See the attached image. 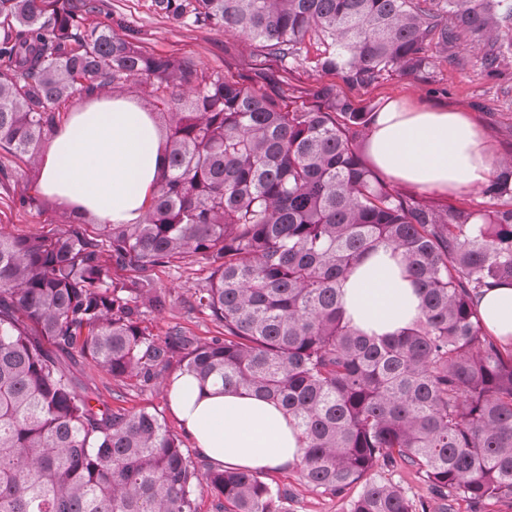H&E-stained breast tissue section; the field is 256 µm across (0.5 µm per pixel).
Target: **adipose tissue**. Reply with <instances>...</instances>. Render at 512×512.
<instances>
[{"label": "adipose tissue", "instance_id": "adipose-tissue-1", "mask_svg": "<svg viewBox=\"0 0 512 512\" xmlns=\"http://www.w3.org/2000/svg\"><path fill=\"white\" fill-rule=\"evenodd\" d=\"M373 166L385 177L425 191H477L498 164L483 131L466 114L389 100L367 139ZM167 160L150 113L119 97H100L73 112L50 141L38 193L103 224L139 223ZM345 317L368 335L389 336L421 315V293L392 250L362 259L344 282ZM489 333L512 341V288L486 292L478 304ZM172 412L211 461L254 471L295 468L297 430L276 403L245 391L200 392L174 378Z\"/></svg>", "mask_w": 512, "mask_h": 512}]
</instances>
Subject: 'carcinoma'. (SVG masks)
Masks as SVG:
<instances>
[{
    "label": "carcinoma",
    "mask_w": 512,
    "mask_h": 512,
    "mask_svg": "<svg viewBox=\"0 0 512 512\" xmlns=\"http://www.w3.org/2000/svg\"><path fill=\"white\" fill-rule=\"evenodd\" d=\"M152 6L177 27L244 37L262 62L306 61L355 88L420 79L460 40L490 75L512 54V0ZM102 13L104 0H0V148L36 161L72 97H123L143 80L168 158L138 224L0 229V512H196L201 483L227 512H283L285 491L255 472L199 474L157 413L92 405L60 354L141 383L177 356L202 390L280 404L300 431L305 484L346 512H426L389 477L399 461L438 498L512 501V343L488 335L477 309L487 290L512 287V156L482 207L424 203L365 163L364 100L320 83L291 109L281 92L147 52ZM382 247L400 255L422 314L367 336L345 319L341 287ZM187 260L208 268L195 307L224 333L198 342L174 327L159 340L141 326L171 303L155 270Z\"/></svg>",
    "instance_id": "carcinoma-1"
}]
</instances>
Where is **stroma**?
Segmentation results:
<instances>
[{
	"label": "stroma",
	"mask_w": 512,
	"mask_h": 512,
	"mask_svg": "<svg viewBox=\"0 0 512 512\" xmlns=\"http://www.w3.org/2000/svg\"><path fill=\"white\" fill-rule=\"evenodd\" d=\"M105 9L113 20H122L132 26L142 45L151 53L184 57L198 67L222 72L236 80L253 74L255 61L248 43L241 37L207 27L172 26L154 11L151 0H105ZM455 53L457 63L439 62L434 73L420 80L394 75L356 91L350 90L338 75H327L326 80L335 84L340 92L355 93L356 97L378 108L388 100L401 98L417 105L466 113L485 130L498 157L511 156L512 58L497 76L492 77L485 73L479 52L461 43ZM265 67L273 75H287L285 90L289 102L309 101L319 80L309 64L294 63L284 68L279 62L270 60ZM41 169V163L0 149V227L5 231L38 236L67 225L68 217L60 209L43 204L23 208L18 203L23 196L36 198ZM206 276L203 265L197 262L158 269L156 282L171 292L173 303L164 312L145 314L144 327L157 337L165 336L175 325L186 335L201 341L219 335L221 328L218 324L190 307L196 289L204 287ZM60 366L77 392L88 394L115 410L145 408L157 412L171 430L181 432V424L170 408L165 385L155 384L141 389L114 380L106 370L88 365L77 356L61 357ZM265 478L286 489L287 512L345 510L343 500L308 488L298 470H272L266 472ZM393 478L401 483L411 500L425 503L427 512H512V505L502 502L489 501L475 510L462 499L440 501L408 465H399Z\"/></svg>",
	"instance_id": "35a3bbf8"
}]
</instances>
